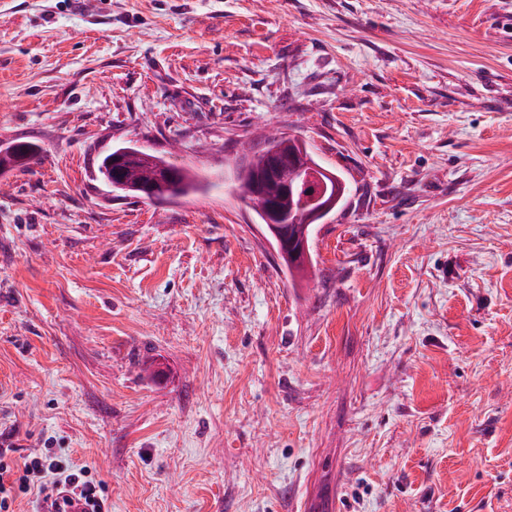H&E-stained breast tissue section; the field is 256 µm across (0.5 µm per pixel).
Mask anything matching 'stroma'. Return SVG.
I'll return each instance as SVG.
<instances>
[{"label":"stroma","mask_w":512,"mask_h":512,"mask_svg":"<svg viewBox=\"0 0 512 512\" xmlns=\"http://www.w3.org/2000/svg\"><path fill=\"white\" fill-rule=\"evenodd\" d=\"M76 2L0 0V442L110 512H512V0ZM270 131L347 184L298 276ZM136 152L139 150L135 145H126L113 148L110 153L105 155L99 165V172L107 184L112 188V192L120 193V196H134L149 201L161 200L168 197H177L188 195L198 191L199 178L196 172L189 169L176 167L166 162L158 156H151L149 159L140 162L136 166H127L125 172L119 179L112 175V185L107 181L108 170L105 162L114 156L118 151ZM106 167V172L103 170ZM172 169L175 173L173 179L163 188L155 193H150L149 188L152 185L157 172L161 169Z\"/></svg>","instance_id":"obj_1"}]
</instances>
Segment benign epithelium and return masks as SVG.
<instances>
[{"label":"benign epithelium","instance_id":"benign-epithelium-1","mask_svg":"<svg viewBox=\"0 0 512 512\" xmlns=\"http://www.w3.org/2000/svg\"><path fill=\"white\" fill-rule=\"evenodd\" d=\"M292 160L303 174L301 187L288 188L278 183L277 170L282 163ZM315 189L313 197H307L303 190ZM344 183L329 171L313 164L303 155L287 156L278 150L269 153V162L265 169L257 172L248 190L269 200L268 212L271 220L263 225L265 232L274 241L280 256L293 266H303L309 262V242L307 233H296L292 224H316L336 207L338 199L344 195ZM296 198L297 208L290 214H284L278 205L282 195Z\"/></svg>","mask_w":512,"mask_h":512}]
</instances>
